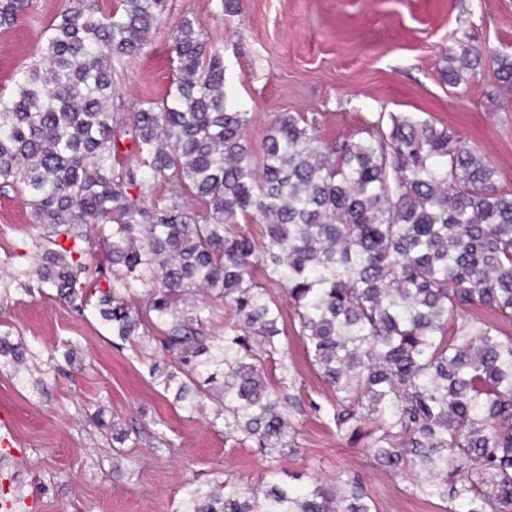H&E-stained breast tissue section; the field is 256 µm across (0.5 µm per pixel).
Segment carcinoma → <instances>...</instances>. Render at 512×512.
<instances>
[{
    "label": "carcinoma",
    "instance_id": "cac0c4a2",
    "mask_svg": "<svg viewBox=\"0 0 512 512\" xmlns=\"http://www.w3.org/2000/svg\"><path fill=\"white\" fill-rule=\"evenodd\" d=\"M32 3L0 0V30ZM163 3L115 0L105 14L98 0H69L44 62L0 97V182L27 196L53 245L18 276L78 312L97 298L124 341L149 334L134 306L146 289L150 322L168 326L165 347L187 365L163 375L164 390L190 413L213 400L211 422L227 438L288 448L282 316L254 279L259 266L293 304L309 359L335 392L337 427L371 424L373 456L445 512H512V336L499 326L512 324V195L496 189L493 167L428 122L393 117L387 131L379 120L365 138L329 143L318 115L298 112L278 115L256 160L223 54L188 18L172 32L165 94L128 115L135 162L124 160L113 61L144 52ZM490 59L511 90L512 53ZM450 62L443 76L455 84L483 54L460 40ZM147 185L177 192L149 200ZM241 223L264 226L262 249ZM89 224L102 227L98 251L112 268L105 290L88 278ZM191 288L232 311L223 332H211L213 307L188 305ZM471 307L494 320L449 333ZM275 357L276 388L265 383ZM342 485L189 482L179 512H378L356 481Z\"/></svg>",
    "mask_w": 512,
    "mask_h": 512
}]
</instances>
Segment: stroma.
<instances>
[{"label": "stroma", "mask_w": 512, "mask_h": 512, "mask_svg": "<svg viewBox=\"0 0 512 512\" xmlns=\"http://www.w3.org/2000/svg\"><path fill=\"white\" fill-rule=\"evenodd\" d=\"M67 0H34L30 13L0 32V94L37 60L45 31ZM200 20L206 40L224 55L226 88L251 116L247 140L260 153L282 112L318 113L333 141L370 129L378 116H409L448 127L494 168V183L512 193V91L491 70L445 83L440 71L458 41L512 52V0H241L224 17L217 0H165L159 26L141 55L115 64L112 108L133 111L160 99L172 77L171 32ZM34 216L17 189L0 190V277L34 264L47 247L33 235ZM281 345L300 406L287 414L292 449L258 448L225 438L210 410H182L151 375L170 356L158 338L124 343L98 306L75 312L50 291L19 292L0 303V333L23 351L33 390L0 371V488L10 512H178L187 482L217 476L252 488L267 482L311 487L314 479L355 480L379 512H442L436 499L412 495L375 462L363 432L337 430L323 406L334 395L307 355L283 293ZM71 357H64V344ZM119 422L118 441L99 420ZM169 447H157V433Z\"/></svg>", "instance_id": "1"}]
</instances>
